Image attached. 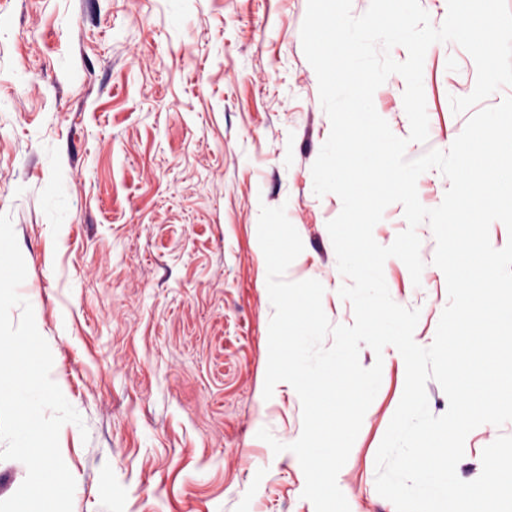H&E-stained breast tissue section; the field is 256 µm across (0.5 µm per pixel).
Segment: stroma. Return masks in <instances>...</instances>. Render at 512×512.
<instances>
[{
    "mask_svg": "<svg viewBox=\"0 0 512 512\" xmlns=\"http://www.w3.org/2000/svg\"><path fill=\"white\" fill-rule=\"evenodd\" d=\"M307 0H0V214L9 215L33 308L53 356L50 376L84 425H63L73 512H315L295 454L302 404L263 389L273 315L258 242L261 206H285L304 249L289 281L318 280L334 325H352L336 289L328 221L312 165L331 124L301 42ZM476 66L461 47L427 50L425 149L445 151L468 113ZM406 82L390 75L374 105L408 137ZM61 185L70 221L42 206ZM414 285L392 257V300L419 310L430 346L449 302L432 232ZM379 391L337 476L350 512H396L375 486L376 453L401 400L394 346ZM512 421L472 430L457 465L478 478L482 452Z\"/></svg>",
    "mask_w": 512,
    "mask_h": 512,
    "instance_id": "stroma-1",
    "label": "stroma"
}]
</instances>
